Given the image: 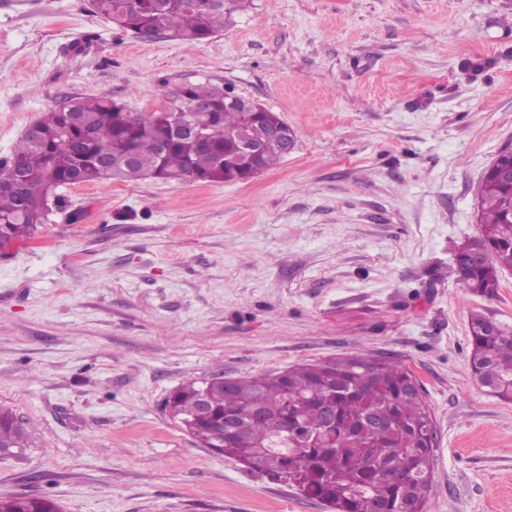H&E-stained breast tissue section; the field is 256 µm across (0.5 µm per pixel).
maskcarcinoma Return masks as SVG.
Instances as JSON below:
<instances>
[{
  "label": "carcinoma",
  "instance_id": "carcinoma-1",
  "mask_svg": "<svg viewBox=\"0 0 512 512\" xmlns=\"http://www.w3.org/2000/svg\"><path fill=\"white\" fill-rule=\"evenodd\" d=\"M250 0H93L95 12L139 35L167 33L204 41L234 23ZM167 105L148 115L108 98H70L34 123L14 151L0 158V246L35 238L47 223L45 201L58 189L105 179L145 178L234 182L248 177L237 141L244 112L225 90L203 83L162 85ZM210 104L215 139L208 149L190 136L171 138L172 114L196 99ZM247 127L256 142L274 139L280 117L261 108ZM164 140L162 151L155 142ZM481 235L455 247L450 274L461 287L494 296L503 270H512V187L492 176L478 186ZM471 370L497 397L512 401V327L482 313L470 317ZM410 369L392 359L350 355L264 375L215 379L207 398L215 417L196 422L192 436L268 476L282 478L334 512H426L432 480L435 423ZM203 385L189 381L166 402L174 415H194ZM240 435L224 434L220 420L244 421ZM28 445L24 424L0 407V455ZM0 512H60L52 500L0 497Z\"/></svg>",
  "mask_w": 512,
  "mask_h": 512
}]
</instances>
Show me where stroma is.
I'll use <instances>...</instances> for the list:
<instances>
[{
	"label": "stroma",
	"instance_id": "stroma-1",
	"mask_svg": "<svg viewBox=\"0 0 512 512\" xmlns=\"http://www.w3.org/2000/svg\"><path fill=\"white\" fill-rule=\"evenodd\" d=\"M208 82L281 115L296 149L244 182L61 189L0 249V404L30 434L0 496L62 512H332L219 456L164 410L183 382L359 354L404 363L437 430L428 512H512V402L471 378L448 275L512 141V0H252L205 41L125 32L89 0H0V157L70 97L141 112Z\"/></svg>",
	"mask_w": 512,
	"mask_h": 512
}]
</instances>
